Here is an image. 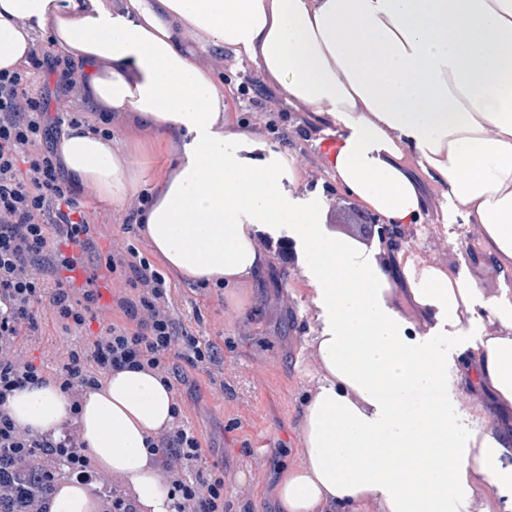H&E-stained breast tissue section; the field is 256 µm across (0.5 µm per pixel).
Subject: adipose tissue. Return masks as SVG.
Listing matches in <instances>:
<instances>
[{
    "label": "adipose tissue",
    "instance_id": "ef3b65f1",
    "mask_svg": "<svg viewBox=\"0 0 512 512\" xmlns=\"http://www.w3.org/2000/svg\"><path fill=\"white\" fill-rule=\"evenodd\" d=\"M42 30L77 64L94 109L179 136L176 163L136 222L183 282L230 296L267 263L259 230L288 225L299 244L324 316L312 340L324 375L302 410L304 463L278 486L281 512H448L480 493L512 512V427L488 421L512 408V300L484 298L440 267L378 261L331 231L322 208L294 197L287 153L225 120L223 85L186 48L205 32L212 47L261 60L265 80L342 129L336 182L386 223L423 217L409 166L449 187L483 249L512 271V0H0V70ZM57 148L73 183L103 199L119 206L140 191L128 161L92 129H63ZM401 282L454 332L486 314L506 333L448 354L393 305ZM463 379L489 403L453 409ZM173 402L158 378L128 368L88 390L76 414L50 382L15 391L8 406L33 434L77 421L98 469L131 485L139 512H171L147 440L171 425ZM99 509L80 479L48 504Z\"/></svg>",
    "mask_w": 512,
    "mask_h": 512
}]
</instances>
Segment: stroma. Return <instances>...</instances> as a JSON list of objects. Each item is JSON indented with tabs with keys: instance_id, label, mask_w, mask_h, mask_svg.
<instances>
[{
	"instance_id": "obj_1",
	"label": "stroma",
	"mask_w": 512,
	"mask_h": 512,
	"mask_svg": "<svg viewBox=\"0 0 512 512\" xmlns=\"http://www.w3.org/2000/svg\"><path fill=\"white\" fill-rule=\"evenodd\" d=\"M200 33L189 40L195 62L224 84H254L251 96L233 94L225 101L228 122L261 141L275 144L264 132L263 105L285 109L284 125L290 145L287 153L298 169L297 195L323 202L326 222L334 231L346 233L351 221L364 208L343 193L330 170V157L323 144L338 139L339 129L316 120L312 105L289 101L275 83L263 79L259 63L238 61L228 49L207 47ZM176 139L151 126L132 120L113 121L112 148L125 155L139 170L147 188L164 179L176 158ZM424 200L421 223L398 227L392 238H382L377 228L366 227L361 241L388 254L406 251L417 262L440 266L474 280L484 297L512 298V273L502 274L498 261L482 248L480 228L473 218L454 212L445 189L425 177L417 179ZM89 209L98 218L96 247L78 255L72 284L77 292L96 288L103 309L101 321L83 330L82 342H90L101 322L123 320L114 309L126 295L118 277L106 267L113 246L130 243L151 253L150 242L138 232H124L123 214L104 201L92 187H85ZM179 320L200 345H214L217 360L210 372L178 361L176 372L184 400L185 420L206 450V462L224 475L227 512H279L276 488L285 471L303 462L301 415L305 401L317 389L322 373L311 347L320 323L312 291L297 260L282 262L269 256L259 281L241 289L238 302L224 296L223 289L190 287L167 276ZM26 355L53 372L61 354L59 338L51 321L26 337ZM265 436L268 447L254 457L252 443Z\"/></svg>"
}]
</instances>
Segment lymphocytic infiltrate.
<instances>
[{
	"label": "lymphocytic infiltrate",
	"mask_w": 512,
	"mask_h": 512,
	"mask_svg": "<svg viewBox=\"0 0 512 512\" xmlns=\"http://www.w3.org/2000/svg\"><path fill=\"white\" fill-rule=\"evenodd\" d=\"M44 74L56 75L57 95L37 89ZM78 83L74 66L52 56L49 40L40 36L31 39L16 66L0 70V459L14 465L41 461L48 482L63 476L111 482L102 512H138L121 479L93 471L77 426L57 438L34 435L18 428L7 410L13 392L30 384L53 382L77 407L87 390L102 389L118 370H145L171 387L178 380L176 360L202 371L215 362L213 350L189 337L176 319L164 275L131 245L106 259L136 293L118 302L131 325L104 324L89 344L75 340L98 318L97 299L90 292L75 296L60 272L72 266L66 249L84 253L94 247L95 223L65 179L51 138L62 127L86 122ZM53 225L59 235L50 233ZM44 314L60 333L64 352L50 375L20 346L38 331ZM173 415L172 426L147 441L171 490L173 512H224L223 477L208 468L196 433L184 422L182 403L174 404Z\"/></svg>",
	"instance_id": "lymphocytic-infiltrate-1"
}]
</instances>
